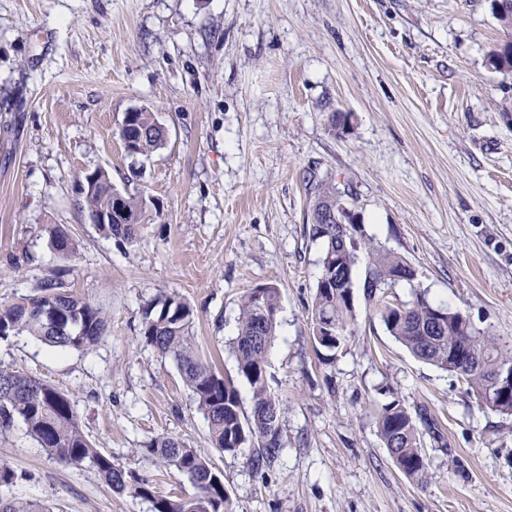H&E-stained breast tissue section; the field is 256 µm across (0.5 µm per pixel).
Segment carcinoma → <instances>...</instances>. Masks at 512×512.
<instances>
[{
  "instance_id": "carcinoma-1",
  "label": "carcinoma",
  "mask_w": 512,
  "mask_h": 512,
  "mask_svg": "<svg viewBox=\"0 0 512 512\" xmlns=\"http://www.w3.org/2000/svg\"><path fill=\"white\" fill-rule=\"evenodd\" d=\"M492 10L503 29L512 33V0H494ZM492 67L512 73V38L499 44L490 54ZM124 127L119 129L137 155L147 157L164 144V128L154 113L141 109L127 112ZM92 218L105 215L112 198L119 191L105 171H97L96 179L82 188ZM123 209L137 223H124L125 217L115 214L112 223L101 228L117 240L134 242L144 224L150 221L149 200L141 194H123ZM347 211L336 186L320 181L315 185L311 209L312 237L321 241L323 257L321 274L311 308L312 331L319 332L313 340L334 351L352 335L355 321L351 302L353 270L357 254L366 252L370 261L365 270L364 288L368 302L379 304L378 293L398 282L395 272L408 263L384 251L365 238L351 241L336 234V225L320 223L322 211ZM51 244L57 253L68 257L73 244L65 231L53 230ZM345 252V271L336 272V254ZM40 294L19 302L0 304V339L27 332L44 344L62 350H86L101 336L105 318L102 310L76 298L54 282L39 288ZM237 335L232 352L237 374L249 384L253 406L246 415L239 391L233 380L219 375L204 362L192 333L195 313L176 294H166L147 306L140 329V338L153 346L164 358L173 361L182 381L209 422L214 448L234 452L246 446L253 449L251 463L257 467L271 465L283 449L280 401L268 394L266 354L274 341L280 312V294L271 284L247 291L238 305ZM440 307L417 293L413 300L399 309L386 306L382 319L387 330L416 358L440 369L456 372L448 359L451 351L471 337L480 350V361L458 373L479 400L502 414H512V398L500 399L495 390L499 371L512 368V346L500 337L463 326L454 316L435 325ZM422 413H411L398 400L382 407L377 426L379 435L397 468L411 479L426 476L427 461L423 453V432L418 426ZM22 421L27 432L49 455L69 464L93 467L114 492H129L151 503V512H233L224 488V475L214 470L204 451L189 446L178 438L154 436L143 445V452L166 466L182 473L197 475L196 493L191 497H159L153 494L148 479L112 462L90 441L74 411L69 395L43 380L9 368H0V432ZM0 512H51L42 502L0 498Z\"/></svg>"
}]
</instances>
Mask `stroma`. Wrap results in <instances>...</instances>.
Returning a JSON list of instances; mask_svg holds the SVG:
<instances>
[{"label":"stroma","instance_id":"obj_1","mask_svg":"<svg viewBox=\"0 0 512 512\" xmlns=\"http://www.w3.org/2000/svg\"><path fill=\"white\" fill-rule=\"evenodd\" d=\"M505 37L490 0H0V303L58 280L106 320L85 351L0 339V367L68 394L96 447L160 496L195 492L141 453L165 434L208 449L235 512H512V415L387 331L364 295L368 257L343 348H317L310 320L322 246L309 207L325 179L357 234L415 271L383 303L417 290L512 338V76L489 63ZM133 107L167 132L146 159L119 137ZM334 112L347 116L337 135ZM100 168L162 212L136 242L89 218L77 177ZM56 226L74 241L70 259L50 245ZM265 284L281 295L266 370L284 448L256 471L252 448L209 449L178 369L140 329L152 300L182 297L199 350L250 410L229 343L241 296ZM394 400L440 433L423 437V480L396 467L378 433ZM1 462L18 475L2 497L150 512L92 468L50 457L23 423L0 433Z\"/></svg>","mask_w":512,"mask_h":512}]
</instances>
